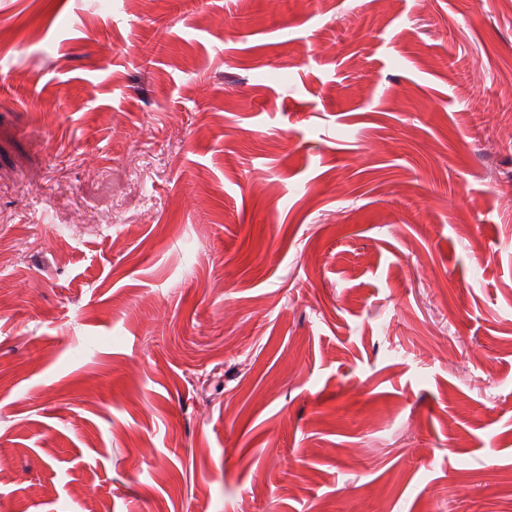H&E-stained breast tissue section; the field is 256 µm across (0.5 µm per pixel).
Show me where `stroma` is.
I'll list each match as a JSON object with an SVG mask.
<instances>
[{
  "label": "stroma",
  "mask_w": 512,
  "mask_h": 512,
  "mask_svg": "<svg viewBox=\"0 0 512 512\" xmlns=\"http://www.w3.org/2000/svg\"><path fill=\"white\" fill-rule=\"evenodd\" d=\"M510 84L512 0H0V512H512Z\"/></svg>",
  "instance_id": "1"
}]
</instances>
